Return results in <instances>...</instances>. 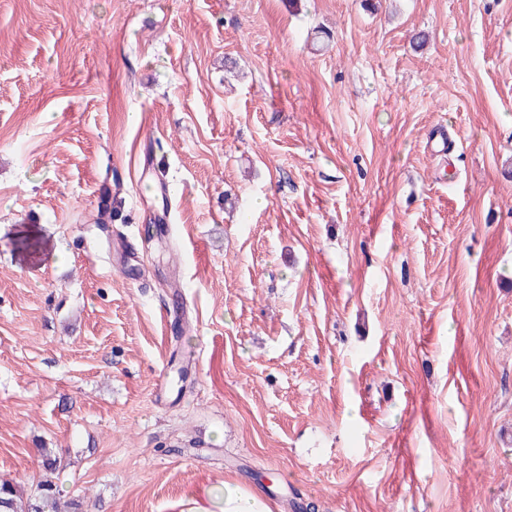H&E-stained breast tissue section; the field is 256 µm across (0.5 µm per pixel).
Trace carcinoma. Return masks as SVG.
Masks as SVG:
<instances>
[{"label":"carcinoma","instance_id":"1","mask_svg":"<svg viewBox=\"0 0 512 512\" xmlns=\"http://www.w3.org/2000/svg\"><path fill=\"white\" fill-rule=\"evenodd\" d=\"M63 465L62 457L54 453L43 455L44 474L28 493L10 481H0V512H61L52 475Z\"/></svg>","mask_w":512,"mask_h":512}]
</instances>
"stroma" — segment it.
<instances>
[{"label": "stroma", "instance_id": "obj_1", "mask_svg": "<svg viewBox=\"0 0 512 512\" xmlns=\"http://www.w3.org/2000/svg\"><path fill=\"white\" fill-rule=\"evenodd\" d=\"M43 447L83 512H512V0H0V479ZM222 512H273L270 502L255 490L235 485H224V507Z\"/></svg>", "mask_w": 512, "mask_h": 512}]
</instances>
